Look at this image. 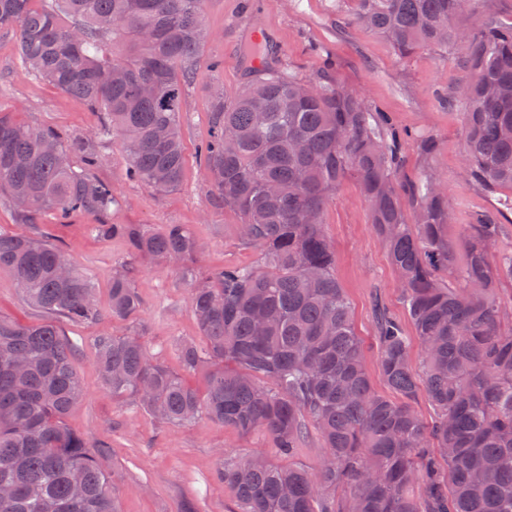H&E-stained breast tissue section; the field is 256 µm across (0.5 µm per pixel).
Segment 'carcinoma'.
Returning <instances> with one entry per match:
<instances>
[{"instance_id": "cac0c4a2", "label": "carcinoma", "mask_w": 512, "mask_h": 512, "mask_svg": "<svg viewBox=\"0 0 512 512\" xmlns=\"http://www.w3.org/2000/svg\"><path fill=\"white\" fill-rule=\"evenodd\" d=\"M356 3L354 20L401 58L426 46L464 51L475 73L462 113L464 164L489 188L512 187V24L496 21L495 0ZM478 3L483 27H458ZM3 26L15 28L29 71L86 102L100 123L65 139L0 109V195L26 224L47 211L59 225L93 216L95 232L123 238L131 259L177 271L206 341L182 346L183 370L213 363L199 393L135 331L103 333L94 346L112 396L132 397L175 426L206 418L240 435L267 433L274 455L226 457L216 474L234 512H512V318L497 297L512 281V250L493 255L495 216L477 215L453 244L448 186L432 176L398 181L400 143L357 93L303 80L265 57L255 67L248 49L243 64L254 80L229 99L212 96L211 133L196 159L261 258L205 269L185 225L154 233L113 223L116 197L95 173L103 162L95 140L110 134L123 143L128 180L159 193L181 186L182 98L208 37L202 0H0ZM349 174L421 348L417 363L401 323L377 310L379 370L394 398L371 385L324 231L325 206ZM2 268L51 320L0 316V512H120L101 465L109 444L66 423L83 390L54 319L100 317L91 275L46 230L0 233ZM133 271L112 277L114 320L138 313ZM421 394L435 410L429 422L415 408ZM309 428L328 450L314 469L294 461Z\"/></svg>"}]
</instances>
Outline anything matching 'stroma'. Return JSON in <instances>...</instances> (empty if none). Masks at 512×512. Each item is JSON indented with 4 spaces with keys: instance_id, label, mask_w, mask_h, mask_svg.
Returning <instances> with one entry per match:
<instances>
[{
    "instance_id": "1",
    "label": "stroma",
    "mask_w": 512,
    "mask_h": 512,
    "mask_svg": "<svg viewBox=\"0 0 512 512\" xmlns=\"http://www.w3.org/2000/svg\"><path fill=\"white\" fill-rule=\"evenodd\" d=\"M202 9L210 37L182 101L183 184L176 192L160 194L127 181L121 141H102L98 175L114 189V223L144 224L154 231L168 224L186 225L200 246L199 260L207 267L258 261L260 250L242 236L238 213L215 201L196 160L198 146L211 131L213 90L223 86L230 97L245 83L241 49L257 28L275 47L278 66L307 80L329 77L343 83L363 98L369 111L387 118L391 128L403 134L402 177L413 180L431 174L448 185L455 214L449 239H457L463 226L483 211L496 215L504 226L499 250L512 249V210L501 207L512 190L483 187L463 164L462 92L473 75L459 49L433 46L398 59L384 37L353 22L355 0H203ZM446 96L452 105L443 104ZM0 107L17 121L69 136L89 132L97 123L82 100L24 69L11 27L0 28ZM424 136L432 138V152L422 150ZM90 222V217H80L59 232L75 265L92 274L102 312L96 322L57 321L73 347V366L83 388L67 424L83 437L108 442L102 465L112 477L121 512H231V494L217 481L216 470L225 456L267 452L272 441L264 432L242 436L207 419L173 426L132 399L113 398L101 380L93 338L104 332L120 335L129 326L109 315L112 276L129 255L123 239L97 237ZM323 222L335 246L336 276L351 302L372 385L384 391L378 372L375 304L383 302L400 321H407L408 315L396 272L354 180L338 187ZM134 287L140 311L132 326L147 351L171 371L183 373L191 387L204 389L211 364L201 363L188 373L181 365L183 344L204 343L185 284L166 265L145 260L137 264ZM0 315L26 324L48 319L25 300L14 274L6 269L0 270Z\"/></svg>"
}]
</instances>
